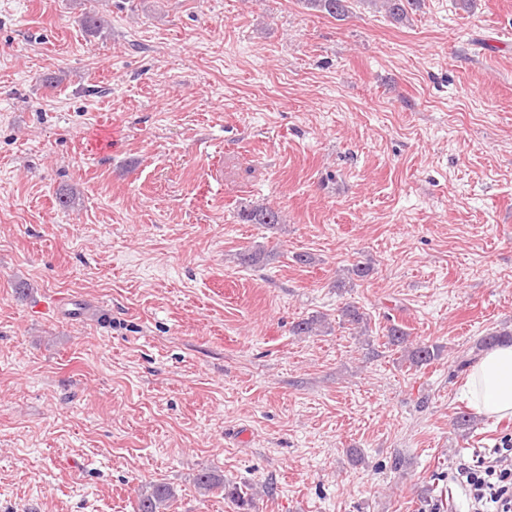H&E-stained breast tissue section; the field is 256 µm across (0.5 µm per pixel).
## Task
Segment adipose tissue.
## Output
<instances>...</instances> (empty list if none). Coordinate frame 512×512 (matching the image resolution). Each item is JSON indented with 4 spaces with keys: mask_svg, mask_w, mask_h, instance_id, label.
Wrapping results in <instances>:
<instances>
[{
    "mask_svg": "<svg viewBox=\"0 0 512 512\" xmlns=\"http://www.w3.org/2000/svg\"><path fill=\"white\" fill-rule=\"evenodd\" d=\"M464 394L476 414L512 420V345L484 352L472 365Z\"/></svg>",
    "mask_w": 512,
    "mask_h": 512,
    "instance_id": "1",
    "label": "adipose tissue"
}]
</instances>
